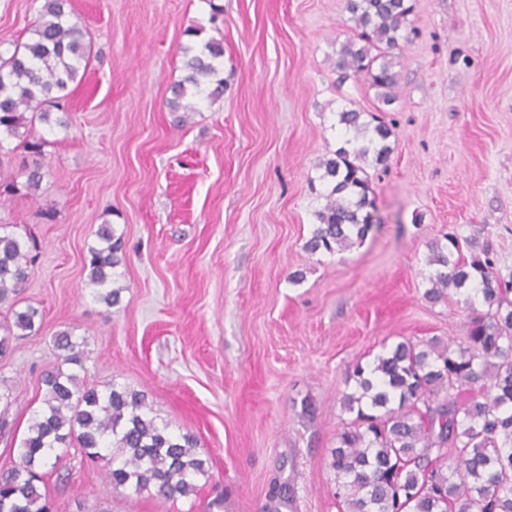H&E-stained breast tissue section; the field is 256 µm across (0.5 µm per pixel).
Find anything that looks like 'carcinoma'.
<instances>
[{"instance_id":"cac0c4a2","label":"carcinoma","mask_w":512,"mask_h":512,"mask_svg":"<svg viewBox=\"0 0 512 512\" xmlns=\"http://www.w3.org/2000/svg\"><path fill=\"white\" fill-rule=\"evenodd\" d=\"M69 2L43 0L31 39L9 57L0 55V153L12 152L5 142L16 139L42 154L44 141L30 137L28 111L47 124H66L40 106L57 103L88 62L84 32L68 20ZM414 7V0H346L352 35L336 52V69L365 74L384 106L392 104L399 80L389 49L409 37ZM223 57L224 40L211 38L186 59L187 74L171 85L167 100L179 123L201 101L223 96ZM339 123L352 136L317 165L330 190L314 213L312 253L345 251L366 239L374 222L367 168L386 166L392 152V130L379 118L350 109L339 112ZM97 237L89 284L112 307L123 291L112 287L121 240L109 224L100 225ZM28 263L27 242L0 233V306L12 319L0 327L23 336L34 332L38 315L17 307ZM426 265L429 300L453 292L483 310L458 342L402 340L355 366L354 386L341 400L353 417L331 454L338 512H512V276L501 275L488 246L455 232L430 243ZM54 344L61 366L43 376L45 409L28 427L19 462L0 472V512H50L40 468L55 449L74 443L90 459H103L106 451L119 460L105 471L115 487L164 502L193 493L194 478L208 472L195 438L158 425L139 391L79 386L63 365H82L81 343L63 330Z\"/></svg>"}]
</instances>
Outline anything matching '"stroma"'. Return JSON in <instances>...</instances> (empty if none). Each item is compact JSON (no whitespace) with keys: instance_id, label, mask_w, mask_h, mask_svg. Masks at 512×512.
<instances>
[{"instance_id":"obj_1","label":"stroma","mask_w":512,"mask_h":512,"mask_svg":"<svg viewBox=\"0 0 512 512\" xmlns=\"http://www.w3.org/2000/svg\"><path fill=\"white\" fill-rule=\"evenodd\" d=\"M42 4L0 0V55L30 39ZM70 20L90 58L62 102L66 126L33 120L43 156L0 158L17 185L0 224L37 243L18 305L42 316L0 357V470L18 460L41 377L60 363L53 338L69 330L84 343L80 383L145 394L209 471L163 503L60 448L40 484L52 512H337L329 463L354 366L398 340L461 337L471 316L425 297L429 243L490 241L512 273V0H417V36L393 51V152L371 176L382 221L339 253L306 247L317 164L340 145L339 112L378 104L365 76L342 81L334 66L351 33L344 0H71ZM212 37L224 94L177 125L166 101L183 50ZM103 224L124 242L113 307L88 284Z\"/></svg>"}]
</instances>
